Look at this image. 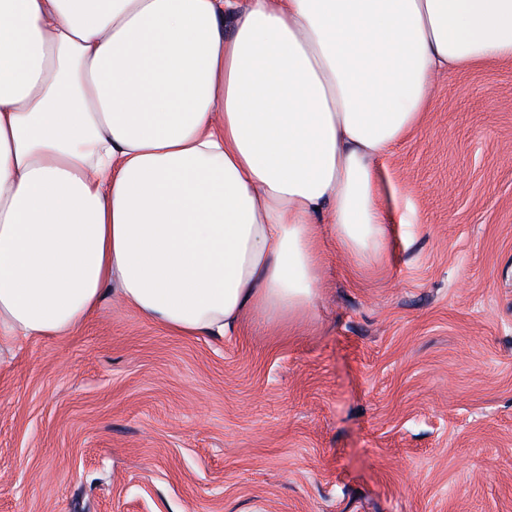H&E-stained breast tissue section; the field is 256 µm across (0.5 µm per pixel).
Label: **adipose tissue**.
<instances>
[{"instance_id": "adipose-tissue-1", "label": "adipose tissue", "mask_w": 512, "mask_h": 512, "mask_svg": "<svg viewBox=\"0 0 512 512\" xmlns=\"http://www.w3.org/2000/svg\"><path fill=\"white\" fill-rule=\"evenodd\" d=\"M512 0H0V353L113 296L184 337L386 247L380 163Z\"/></svg>"}]
</instances>
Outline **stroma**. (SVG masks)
Returning a JSON list of instances; mask_svg holds the SVG:
<instances>
[{"mask_svg": "<svg viewBox=\"0 0 512 512\" xmlns=\"http://www.w3.org/2000/svg\"><path fill=\"white\" fill-rule=\"evenodd\" d=\"M382 180L383 259L326 240L292 326L20 341L0 512H512V61L440 79Z\"/></svg>", "mask_w": 512, "mask_h": 512, "instance_id": "1", "label": "stroma"}]
</instances>
